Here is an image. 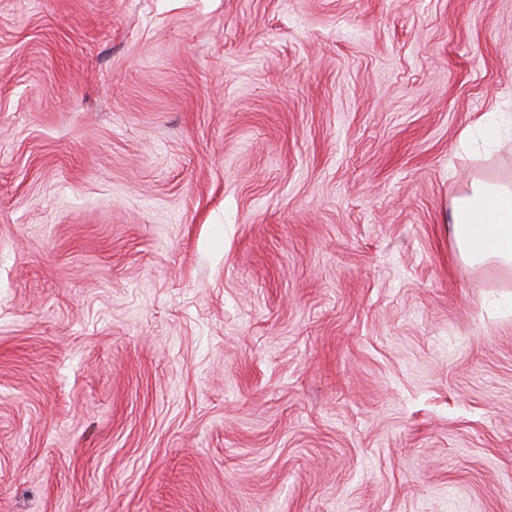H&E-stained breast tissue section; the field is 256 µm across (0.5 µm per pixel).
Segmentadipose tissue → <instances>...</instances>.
Instances as JSON below:
<instances>
[{
  "label": "adipose tissue",
  "mask_w": 512,
  "mask_h": 512,
  "mask_svg": "<svg viewBox=\"0 0 512 512\" xmlns=\"http://www.w3.org/2000/svg\"><path fill=\"white\" fill-rule=\"evenodd\" d=\"M449 222L456 250L465 262L488 261L512 268V186L475 181L452 206Z\"/></svg>",
  "instance_id": "1"
}]
</instances>
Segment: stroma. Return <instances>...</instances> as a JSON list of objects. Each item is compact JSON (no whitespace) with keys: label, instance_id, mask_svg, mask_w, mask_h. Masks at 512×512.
<instances>
[{"label":"stroma","instance_id":"35a3bbf8","mask_svg":"<svg viewBox=\"0 0 512 512\" xmlns=\"http://www.w3.org/2000/svg\"><path fill=\"white\" fill-rule=\"evenodd\" d=\"M512 0H0V512H512ZM449 224L463 261L512 268V186L477 180L452 206Z\"/></svg>","mask_w":512,"mask_h":512}]
</instances>
